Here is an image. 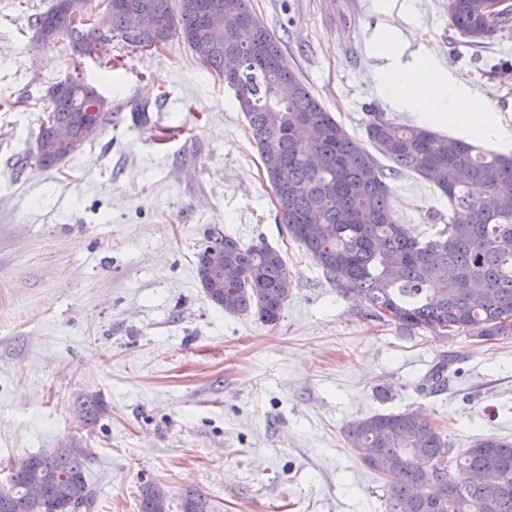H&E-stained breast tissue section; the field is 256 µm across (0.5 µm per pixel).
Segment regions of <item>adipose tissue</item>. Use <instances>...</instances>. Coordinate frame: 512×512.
<instances>
[{"label":"adipose tissue","instance_id":"ef3b65f1","mask_svg":"<svg viewBox=\"0 0 512 512\" xmlns=\"http://www.w3.org/2000/svg\"><path fill=\"white\" fill-rule=\"evenodd\" d=\"M387 67L372 78L376 94L397 109L416 113L427 125L445 123L467 138H487L498 144L512 141L484 100L472 90L444 74L437 58L423 53L418 64L395 61V37L385 28L382 37Z\"/></svg>","mask_w":512,"mask_h":512}]
</instances>
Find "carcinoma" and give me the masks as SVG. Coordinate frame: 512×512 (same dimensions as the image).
I'll use <instances>...</instances> for the list:
<instances>
[{"label": "carcinoma", "mask_w": 512, "mask_h": 512, "mask_svg": "<svg viewBox=\"0 0 512 512\" xmlns=\"http://www.w3.org/2000/svg\"><path fill=\"white\" fill-rule=\"evenodd\" d=\"M89 5L90 0H54L48 10L30 15L29 26L46 45L66 41L77 55L103 29L144 51L177 36L212 74H231L228 86L274 191L278 223L340 292L408 331L484 341L512 335V155L483 151L379 112L369 114L365 125L373 146L368 150L284 65L280 41L249 0H107L100 16ZM483 5L484 0H448L452 25L471 44L491 38L512 14L508 5L487 17ZM131 16L139 24L130 39ZM281 83L291 89L286 99L277 94ZM92 89L67 75L45 90L46 117L34 155L39 166L62 164L60 128L70 130L73 154L88 143L83 126ZM379 154L448 198V223L431 238L422 240L398 222ZM217 249L238 279L220 288L203 286L207 298L226 313L275 324L292 289L279 251L263 242L246 247L229 236H213L196 253L197 272L211 266ZM456 359L442 354L430 369L436 390L447 383ZM80 407L87 424L103 411L95 396L83 397ZM346 442L385 479V512H512L508 439L453 448L435 425L406 408L352 423ZM88 458V449L74 440L50 455L28 457L0 483V512H78L90 499ZM139 497V512H169L161 486L143 485ZM210 509V501L195 491L182 496L181 512Z\"/></svg>", "instance_id": "obj_1"}]
</instances>
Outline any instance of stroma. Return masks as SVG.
<instances>
[{
	"label": "stroma",
	"mask_w": 512,
	"mask_h": 512,
	"mask_svg": "<svg viewBox=\"0 0 512 512\" xmlns=\"http://www.w3.org/2000/svg\"><path fill=\"white\" fill-rule=\"evenodd\" d=\"M52 2L0 0L1 481L8 464L74 437L90 452L86 512H138L146 482L175 510L194 490L212 512H384L385 481L348 447L350 423L411 407L455 448L512 439V336L441 339L361 317L276 223L233 91L178 38L151 52L113 42L108 81L68 44L35 49L29 17ZM409 2L250 0L287 66L356 139L372 112L416 121L371 91L385 24L405 45L401 62L433 51L512 131V23L473 45L448 0ZM72 71L112 119L43 169L35 101ZM386 182L399 223L432 236L447 198L407 171ZM218 232L280 252L294 288L276 324L206 297L195 254ZM452 351L447 387L421 391ZM83 395L103 404L95 424L78 422Z\"/></svg>",
	"instance_id": "1"
}]
</instances>
